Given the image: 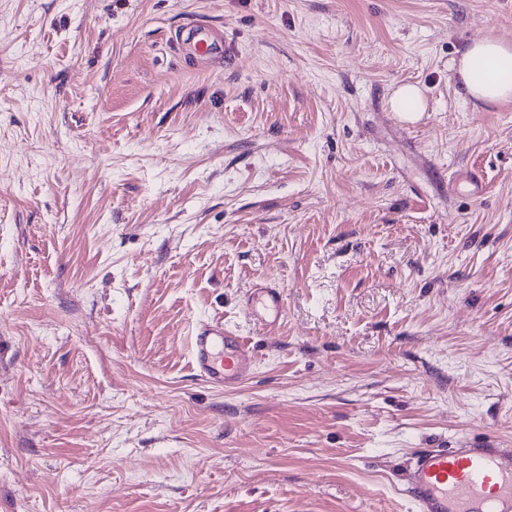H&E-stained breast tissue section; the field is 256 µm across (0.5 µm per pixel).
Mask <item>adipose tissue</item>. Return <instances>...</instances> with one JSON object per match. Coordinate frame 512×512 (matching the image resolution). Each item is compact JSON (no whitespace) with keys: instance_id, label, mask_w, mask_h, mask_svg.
Listing matches in <instances>:
<instances>
[{"instance_id":"adipose-tissue-1","label":"adipose tissue","mask_w":512,"mask_h":512,"mask_svg":"<svg viewBox=\"0 0 512 512\" xmlns=\"http://www.w3.org/2000/svg\"><path fill=\"white\" fill-rule=\"evenodd\" d=\"M450 67L465 100L487 105L512 102V43L494 37L468 43Z\"/></svg>"}]
</instances>
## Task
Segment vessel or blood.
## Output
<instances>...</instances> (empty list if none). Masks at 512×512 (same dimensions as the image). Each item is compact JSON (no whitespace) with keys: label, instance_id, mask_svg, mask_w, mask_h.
<instances>
[{"label":"vessel or blood","instance_id":"obj_1","mask_svg":"<svg viewBox=\"0 0 512 512\" xmlns=\"http://www.w3.org/2000/svg\"><path fill=\"white\" fill-rule=\"evenodd\" d=\"M259 320L281 315L283 295L259 289ZM253 347L216 319L198 325L190 341V366L209 385L234 388L249 379ZM406 493L416 512H512V448L486 441L464 448L419 450L407 476Z\"/></svg>","mask_w":512,"mask_h":512}]
</instances>
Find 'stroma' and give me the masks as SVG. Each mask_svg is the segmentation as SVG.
<instances>
[{
  "label": "stroma",
  "mask_w": 512,
  "mask_h": 512,
  "mask_svg": "<svg viewBox=\"0 0 512 512\" xmlns=\"http://www.w3.org/2000/svg\"><path fill=\"white\" fill-rule=\"evenodd\" d=\"M488 36L512 0H0V512H414L417 449L512 448V102L450 69ZM391 109L394 112H406L411 117L414 112H423L425 103L421 89L414 84H402L393 93ZM253 307L257 319L268 325L267 317L274 315L273 322H275L281 315L283 295L275 288H259ZM255 363L253 347L224 326L223 320L200 323L191 336V370L215 388L242 384L251 377Z\"/></svg>",
  "instance_id": "1"
}]
</instances>
